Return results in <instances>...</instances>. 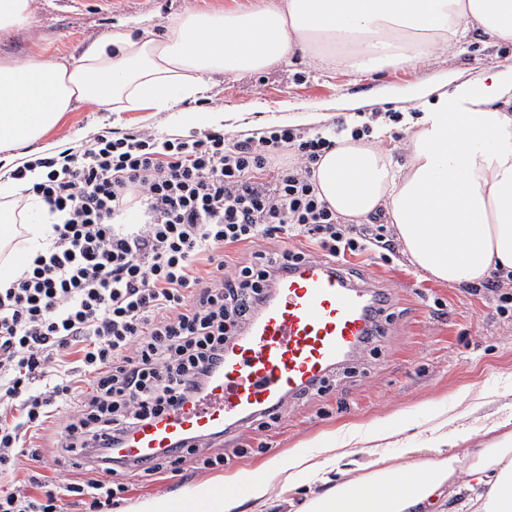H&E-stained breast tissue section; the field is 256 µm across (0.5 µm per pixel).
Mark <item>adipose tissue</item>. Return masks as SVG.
<instances>
[{
  "label": "adipose tissue",
  "mask_w": 512,
  "mask_h": 512,
  "mask_svg": "<svg viewBox=\"0 0 512 512\" xmlns=\"http://www.w3.org/2000/svg\"><path fill=\"white\" fill-rule=\"evenodd\" d=\"M512 43V0H278L224 12H187L162 31L117 24L78 60L38 59L0 65V159L42 140L75 104L111 112H172L197 100L215 78L264 71L295 53H311L320 67L375 71L407 67L468 42L473 31ZM512 80L491 77L461 86L453 105L426 113L410 139L408 166L390 150L344 136L316 163L318 195L337 214L363 222L384 210L410 260L451 284H477L512 271V111L503 103ZM25 179H0V197L24 201L23 214L0 209V283L26 269L30 250L50 243L53 223ZM427 449H412L404 467L375 457L358 478L335 476L353 456L348 442L324 434L315 455L271 459L246 498L221 483L201 485L200 512H267L270 489L303 486L318 492L302 512H512V420L490 426L485 447L460 468L448 452L446 409L431 406Z\"/></svg>",
  "instance_id": "ef3b65f1"
}]
</instances>
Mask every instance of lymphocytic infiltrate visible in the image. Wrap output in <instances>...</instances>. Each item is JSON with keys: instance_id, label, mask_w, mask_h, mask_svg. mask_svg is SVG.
<instances>
[{"instance_id": "1", "label": "lymphocytic infiltrate", "mask_w": 512, "mask_h": 512, "mask_svg": "<svg viewBox=\"0 0 512 512\" xmlns=\"http://www.w3.org/2000/svg\"><path fill=\"white\" fill-rule=\"evenodd\" d=\"M328 135L283 128L227 142L107 132L85 149L24 161L32 194L61 213L50 247L0 287V512H109L127 464L109 450L195 401L288 265L313 255L395 253L383 224H347L319 199L312 165ZM305 237L309 249H290ZM252 246L227 263V249ZM223 467L189 438L138 474Z\"/></svg>"}]
</instances>
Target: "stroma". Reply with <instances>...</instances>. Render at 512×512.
<instances>
[{"instance_id":"35a3bbf8","label":"stroma","mask_w":512,"mask_h":512,"mask_svg":"<svg viewBox=\"0 0 512 512\" xmlns=\"http://www.w3.org/2000/svg\"><path fill=\"white\" fill-rule=\"evenodd\" d=\"M266 0H33L34 22L0 32V65H21L40 58L80 57L85 47L121 19L158 28L180 12L244 9ZM494 73L512 74V44H491L473 35L461 49L407 68L371 72L345 68L326 70L308 56L296 54L275 68L217 79L205 98L186 101L181 111L231 112L237 119L228 137L261 136L290 126L313 135L335 129L337 120H361L370 131L386 127L385 144L395 162L407 165L412 136L406 117L445 105L460 85L476 86ZM148 131L161 137L196 134L170 112H105L76 104L52 135L29 147L30 155L56 151L61 144H88L105 129ZM357 282L389 296L390 319L380 341L342 367L334 389L324 395L288 403L277 423L265 430L244 428L228 433L222 446L228 462L222 471L185 465L182 475L152 482L128 479L125 505L215 481L219 474L261 471L272 458L293 451L314 452L324 432L352 426L372 428L398 411L410 428L393 444L359 445L355 462L372 451L394 464H408L403 451L425 447L429 437L423 406L448 408L460 392H469L477 408L457 427L467 433L456 448L467 457L487 440L494 421L512 415V313H500L501 288L456 285L432 278L416 268L405 250L391 262L365 256L345 265ZM246 448V456L236 448Z\"/></svg>"}]
</instances>
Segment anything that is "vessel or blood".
I'll return each instance as SVG.
<instances>
[{"label":"vessel or blood","mask_w":512,"mask_h":512,"mask_svg":"<svg viewBox=\"0 0 512 512\" xmlns=\"http://www.w3.org/2000/svg\"><path fill=\"white\" fill-rule=\"evenodd\" d=\"M387 309L379 289L350 280L331 260L290 266L224 353L203 402L142 424L116 454L146 465L201 439L248 426L303 398L379 333Z\"/></svg>","instance_id":"b4317fda"}]
</instances>
